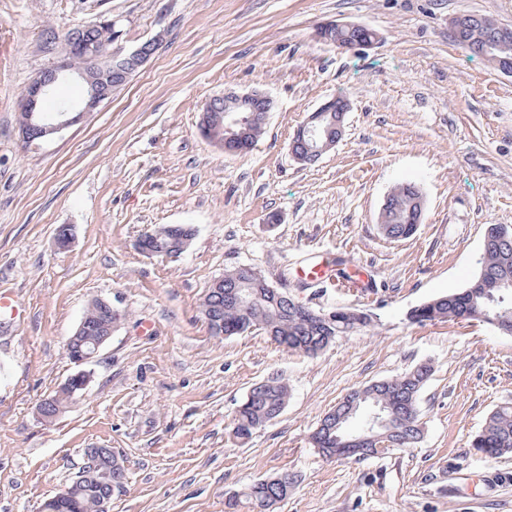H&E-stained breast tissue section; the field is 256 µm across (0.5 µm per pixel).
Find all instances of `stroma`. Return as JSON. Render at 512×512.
Here are the masks:
<instances>
[{"label":"stroma","mask_w":512,"mask_h":512,"mask_svg":"<svg viewBox=\"0 0 512 512\" xmlns=\"http://www.w3.org/2000/svg\"><path fill=\"white\" fill-rule=\"evenodd\" d=\"M470 13L512 27V0H0V290L20 305L0 317V512H38L92 446L125 462L110 512H225L229 495L283 472L296 482L277 512H512V456L472 447L512 402V336L407 319L477 274L487 225L512 228V76L452 42L449 20ZM107 16L121 46L159 35L161 48L81 123L25 143L21 92L64 53L67 31ZM336 20L379 43L326 45L316 30ZM253 89L273 101L265 132L248 153L224 154L200 116ZM333 97L349 104L342 141L298 164L294 132ZM401 181L420 187L425 218L394 242L377 215ZM165 224L194 228L188 249L140 253L138 238ZM62 225L74 229L66 250L54 241ZM319 257L335 281L297 283ZM242 265L314 309L370 311L376 327L315 357L259 330L214 336L200 303ZM367 267L364 294L355 281ZM99 297L124 318L86 364L87 388L41 422L39 402L78 370L66 341ZM420 363L434 370L422 442L364 461L319 455L310 436L326 411ZM277 374L285 410L234 440L238 405Z\"/></svg>","instance_id":"stroma-1"}]
</instances>
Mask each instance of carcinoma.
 I'll return each mask as SVG.
<instances>
[{
    "label": "carcinoma",
    "instance_id": "cac0c4a2",
    "mask_svg": "<svg viewBox=\"0 0 512 512\" xmlns=\"http://www.w3.org/2000/svg\"><path fill=\"white\" fill-rule=\"evenodd\" d=\"M367 44L374 41V31L366 27L351 30L330 28L322 33V41L332 46L336 40ZM66 45L72 53L73 64L78 69L88 70L91 62L87 49L108 40L103 27L94 25L86 29H73L65 36ZM232 109L230 100L219 97L203 111L201 130L211 142L225 141L224 113ZM390 206L378 213L380 234L392 241L413 237L423 220L418 218L424 209V199L414 182H401L388 192ZM483 236L482 253L478 273L468 285L458 292L436 296L415 307L409 314L410 322L424 324L434 321L458 319L483 321L477 311L486 312V318L497 316L508 322L512 333V229L499 224H489ZM245 278L243 267L224 271V286L208 288L203 303L210 316L224 326V335L236 336L254 330L264 331L271 340L285 349L315 357L330 347L341 336L375 328L373 315L365 310L339 307L327 313H297L289 302L294 296L281 288L282 298L276 302L260 300L253 305L248 316H243L235 305L233 295ZM84 331L79 337L68 338V349L75 353L85 348L88 341L99 335L102 324L109 319L106 310L92 302L83 316ZM433 367L428 363L414 366L395 378L374 381L349 392L321 419L323 426L315 429L314 447L337 459L366 460L388 453L394 449L411 448L423 437V422L418 406L421 391L432 376ZM288 382L280 376L263 380L261 390L252 399H244L237 407L234 422V438L246 439L254 431L266 426V420L280 416L288 403ZM364 399L363 405L370 408L385 407L400 414L399 433L393 443L384 448H370L367 453H350L338 440L339 433L333 430L336 420L343 416L350 404ZM69 403L65 390L49 395L43 416L50 420L62 412ZM473 448L490 458L512 456V404L494 409L484 420L480 432L473 441ZM110 478L96 476L77 485H69V496H53L41 505V512H105L104 505L112 500ZM275 496L286 498L288 490L276 485L258 486L250 484L240 491L234 502L227 507L247 512H272L269 501Z\"/></svg>",
    "mask_w": 512,
    "mask_h": 512
}]
</instances>
